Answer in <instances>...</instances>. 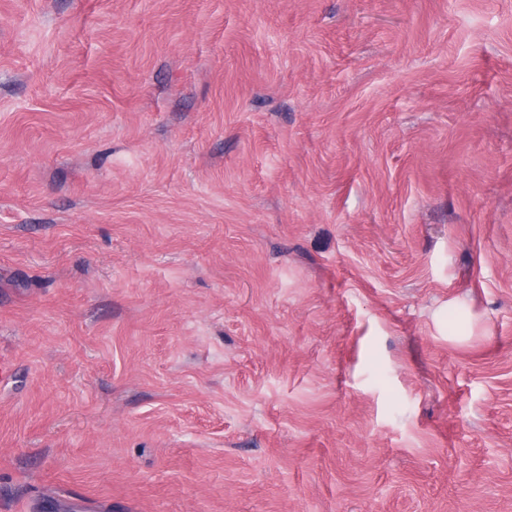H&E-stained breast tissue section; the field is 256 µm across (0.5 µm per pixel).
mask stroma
<instances>
[{"mask_svg":"<svg viewBox=\"0 0 512 512\" xmlns=\"http://www.w3.org/2000/svg\"><path fill=\"white\" fill-rule=\"evenodd\" d=\"M0 512H512V0H0Z\"/></svg>","mask_w":512,"mask_h":512,"instance_id":"1","label":"stroma"}]
</instances>
